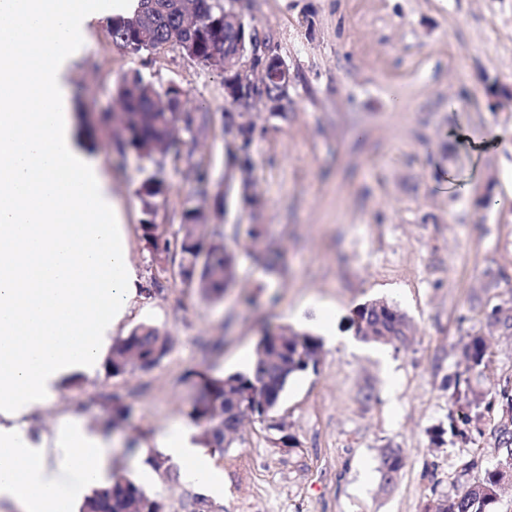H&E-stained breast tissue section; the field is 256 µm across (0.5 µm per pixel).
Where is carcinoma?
I'll list each match as a JSON object with an SVG mask.
<instances>
[{
	"instance_id": "obj_1",
	"label": "carcinoma",
	"mask_w": 512,
	"mask_h": 512,
	"mask_svg": "<svg viewBox=\"0 0 512 512\" xmlns=\"http://www.w3.org/2000/svg\"><path fill=\"white\" fill-rule=\"evenodd\" d=\"M134 14L150 11L155 25L147 34H141L130 26L131 16H113L107 21L112 43L131 54L152 53L176 38L192 43V53L202 63L217 56L237 52L240 40L236 30L218 25L214 17L204 13L192 18L184 16L180 0H137ZM116 96L122 111L106 116L112 124L116 145L123 148H142L148 160L155 164L180 142V132H193L192 124L185 123L173 112L167 111L162 90L147 82L135 71L125 76L117 86ZM240 115L224 113V134L233 140L243 137L237 144L232 159H241L239 169L248 171L251 166L250 147L257 128L256 115L248 114L249 125L237 127ZM164 181L151 175L142 188V194L154 199L165 193ZM144 236L154 252L170 251L180 256L179 267L185 280L207 297H221L236 281L237 255L221 243L205 244L208 225L204 213L190 208L183 214L181 236L175 246L161 240L158 225L146 221ZM349 327L358 336H374L376 342L390 345L403 344L413 329L408 317L396 306L385 301L366 302L354 310ZM277 335L267 330L256 345L255 362L251 373H234L225 378H211L204 383L189 416L203 428L205 444L215 451L224 452L235 439L244 421L254 415L243 408L244 402L256 407L254 416L269 421L268 428L281 433V438L293 445V437L285 433L283 423L276 421L273 413L278 406L288 381L317 364L321 351L319 338L308 333H297L288 327L276 328ZM169 352V340L152 326L141 325L129 336L112 345V353L106 362L111 377L132 371H148L156 367ZM470 369L482 370L487 366V347L480 336L469 337L464 347ZM457 394L463 395L466 406L486 403L492 408L495 399L467 387ZM497 439L505 453L500 466L488 470L464 493L447 498L440 503L438 512H490L503 484L512 481V427L500 426ZM152 468L172 483L179 482V471L170 459L157 452L149 453ZM403 468V457L397 448H384L380 453L381 480L383 486L395 485ZM82 512H163V506L149 497L140 486L126 477L115 479L111 486L96 489L87 498Z\"/></svg>"
}]
</instances>
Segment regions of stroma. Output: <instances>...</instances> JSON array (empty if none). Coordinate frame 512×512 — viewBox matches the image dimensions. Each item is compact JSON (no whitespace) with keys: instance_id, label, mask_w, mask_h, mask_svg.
I'll return each instance as SVG.
<instances>
[{"instance_id":"obj_1","label":"stroma","mask_w":512,"mask_h":512,"mask_svg":"<svg viewBox=\"0 0 512 512\" xmlns=\"http://www.w3.org/2000/svg\"><path fill=\"white\" fill-rule=\"evenodd\" d=\"M243 11L286 60L293 100L287 121L258 120L259 205L243 202L229 165L221 68L174 47L122 51L99 19L63 72L75 129L113 112L118 81L134 71L179 86L187 112L211 122L183 134L179 154L159 166L120 150L111 128H94L89 152L137 272L116 336L151 325L170 350L151 370L68 384L29 432L41 438L66 418L100 429L111 402L125 406L114 435L137 443L115 455L112 473L164 512H183L195 496L209 512H435L500 458V410L474 409L464 437L447 433L454 379L486 394L512 381V333L488 324L494 308H512V0H245ZM452 129L501 140L476 155L449 140ZM198 165L206 184L187 177ZM153 173L167 191L150 217L141 186ZM486 192L497 201L490 210L477 203ZM187 207L201 208L237 254V282L220 299L184 283L177 261L144 238L146 218L170 236ZM251 224L265 229L256 247L246 238ZM374 299L411 320L406 345L348 329L352 310ZM285 325L322 340L316 367L289 381L274 412L295 447L276 445L255 419L224 452L207 453L217 492L167 482L148 462L156 435L188 421L201 376L248 372L263 331ZM476 335L488 366L471 372L464 344ZM387 446L400 449L405 466L386 490L378 466Z\"/></svg>"}]
</instances>
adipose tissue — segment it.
Returning a JSON list of instances; mask_svg holds the SVG:
<instances>
[{
    "mask_svg": "<svg viewBox=\"0 0 512 512\" xmlns=\"http://www.w3.org/2000/svg\"><path fill=\"white\" fill-rule=\"evenodd\" d=\"M98 0H0V505L80 512L107 485L112 442L81 422L31 438L66 380L94 376L137 275L98 165L72 146L62 80ZM187 482L212 483L191 430L156 437Z\"/></svg>",
    "mask_w": 512,
    "mask_h": 512,
    "instance_id": "obj_1",
    "label": "adipose tissue"
}]
</instances>
